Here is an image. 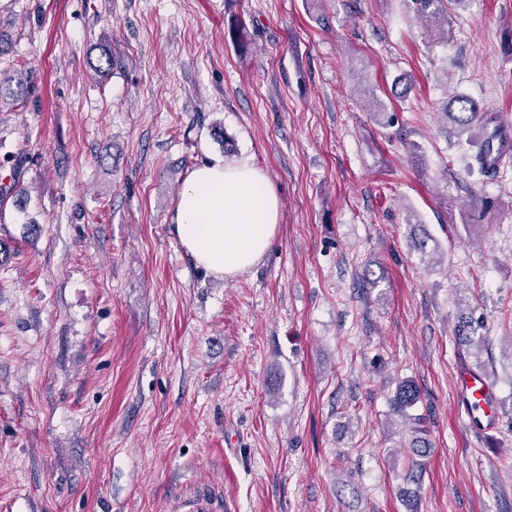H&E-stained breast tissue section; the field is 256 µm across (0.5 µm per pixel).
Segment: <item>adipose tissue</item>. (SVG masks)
Listing matches in <instances>:
<instances>
[{
	"instance_id": "1",
	"label": "adipose tissue",
	"mask_w": 512,
	"mask_h": 512,
	"mask_svg": "<svg viewBox=\"0 0 512 512\" xmlns=\"http://www.w3.org/2000/svg\"><path fill=\"white\" fill-rule=\"evenodd\" d=\"M279 220V198L262 171L246 162L212 160L184 184L173 231L198 267L231 279L263 258Z\"/></svg>"
}]
</instances>
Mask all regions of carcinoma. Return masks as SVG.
<instances>
[{
	"label": "carcinoma",
	"instance_id": "cac0c4a2",
	"mask_svg": "<svg viewBox=\"0 0 512 512\" xmlns=\"http://www.w3.org/2000/svg\"><path fill=\"white\" fill-rule=\"evenodd\" d=\"M460 2L462 0H412L419 20L434 26L437 38L446 43L451 40L446 28L448 12L452 6ZM94 49L99 51V55L91 70L95 75L105 78L112 70V49L106 43H99ZM446 114L457 129L458 136H466V144L474 149L472 160L477 169L486 175L499 173L506 165L503 148L505 144L512 143V135L508 133V128L498 123L495 115L481 111L479 104L464 94L455 95L448 101ZM479 327V320L474 318L473 313L461 314L455 328L459 345H484L485 337L477 335ZM416 400V387L410 382H405L396 392L393 405L399 415L408 419L410 415L407 410Z\"/></svg>",
	"mask_w": 512,
	"mask_h": 512
}]
</instances>
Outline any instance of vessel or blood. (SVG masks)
<instances>
[{
    "label": "vessel or blood",
    "instance_id": "1",
    "mask_svg": "<svg viewBox=\"0 0 512 512\" xmlns=\"http://www.w3.org/2000/svg\"><path fill=\"white\" fill-rule=\"evenodd\" d=\"M455 387L462 398L460 415L483 430H494L501 418L498 397L486 376L465 367L455 373Z\"/></svg>",
    "mask_w": 512,
    "mask_h": 512
}]
</instances>
